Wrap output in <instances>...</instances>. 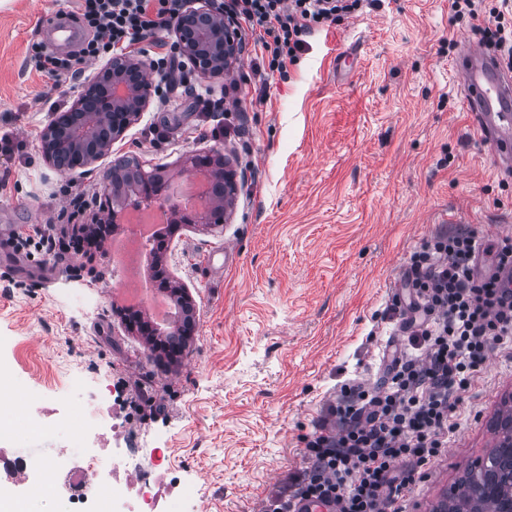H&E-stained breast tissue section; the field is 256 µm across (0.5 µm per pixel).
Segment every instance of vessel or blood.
I'll list each match as a JSON object with an SVG mask.
<instances>
[{
  "mask_svg": "<svg viewBox=\"0 0 512 512\" xmlns=\"http://www.w3.org/2000/svg\"><path fill=\"white\" fill-rule=\"evenodd\" d=\"M40 28L60 49L73 47L81 37L72 18L50 15ZM454 68L463 84V101L488 142L500 169H512V70L504 68L487 49L462 40Z\"/></svg>",
  "mask_w": 512,
  "mask_h": 512,
  "instance_id": "obj_1",
  "label": "vessel or blood"
}]
</instances>
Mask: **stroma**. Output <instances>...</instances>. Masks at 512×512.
Here are the masks:
<instances>
[{
	"instance_id": "obj_1",
	"label": "stroma",
	"mask_w": 512,
	"mask_h": 512,
	"mask_svg": "<svg viewBox=\"0 0 512 512\" xmlns=\"http://www.w3.org/2000/svg\"><path fill=\"white\" fill-rule=\"evenodd\" d=\"M77 0H0V372L36 412L6 448L55 462L68 417L88 387L123 395L116 422L146 442L142 462L179 470L190 512H263L305 476L306 438L345 388L388 378L391 317L411 254L432 235L470 229L512 238V172L499 170L463 107L449 40L469 36L452 0H362L312 31L286 76L270 72L251 37L232 74L246 78L235 112L200 111L194 97L144 112L110 157L62 174L41 136L47 83L31 61L41 17ZM351 52L350 69L336 57ZM221 155L239 194L213 232L181 226L167 265L196 305L195 334L176 358L147 355L116 313L110 256L95 279L83 255L61 252L109 207L114 157L185 174L194 154ZM50 224V252L22 236ZM512 403V352L491 349L463 393L448 446L405 491L404 512H431L496 443Z\"/></svg>"
}]
</instances>
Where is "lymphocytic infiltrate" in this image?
<instances>
[{
  "instance_id": "lymphocytic-infiltrate-1",
  "label": "lymphocytic infiltrate",
  "mask_w": 512,
  "mask_h": 512,
  "mask_svg": "<svg viewBox=\"0 0 512 512\" xmlns=\"http://www.w3.org/2000/svg\"><path fill=\"white\" fill-rule=\"evenodd\" d=\"M186 0H79L76 19L87 37L60 54L36 44V71L53 87L116 53L138 54L155 78L159 103L174 85L203 94L202 77L176 43L163 39ZM360 0H233L237 22L256 31L255 49L269 71L286 74L316 27L356 10ZM458 20L512 69V0H453ZM477 238L440 233L411 257L406 322L410 351L395 360L382 389L351 390L332 406L336 427L320 425L306 441L308 473L297 492L328 499L337 512H401L403 489L448 443L461 392L493 346L512 345V287L474 273Z\"/></svg>"
}]
</instances>
